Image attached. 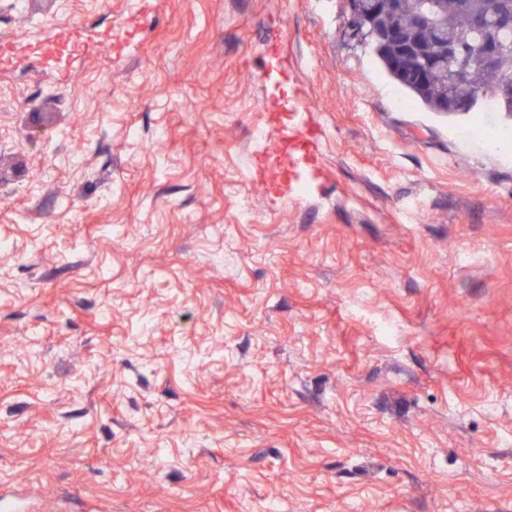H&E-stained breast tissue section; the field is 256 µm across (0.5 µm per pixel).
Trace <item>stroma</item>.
<instances>
[{"mask_svg": "<svg viewBox=\"0 0 512 512\" xmlns=\"http://www.w3.org/2000/svg\"><path fill=\"white\" fill-rule=\"evenodd\" d=\"M346 22L0 0V494L512 512V117L425 111ZM272 111L320 121L315 177L252 180ZM132 36V30L122 29L115 33L104 43L98 46L81 45L71 37V31L68 28H61L59 32L58 40L48 47V51L51 53L58 54H70L74 52L87 51L98 54H119L123 47L130 41Z\"/></svg>", "mask_w": 512, "mask_h": 512, "instance_id": "35a3bbf8", "label": "stroma"}]
</instances>
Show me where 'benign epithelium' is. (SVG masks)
<instances>
[{
    "label": "benign epithelium",
    "mask_w": 512,
    "mask_h": 512,
    "mask_svg": "<svg viewBox=\"0 0 512 512\" xmlns=\"http://www.w3.org/2000/svg\"><path fill=\"white\" fill-rule=\"evenodd\" d=\"M400 0H346L348 22L361 35L375 38L383 48L393 51V66L398 74L409 82L424 83L429 73L444 62L455 47L448 39L439 36V20L435 3L428 2L416 11L411 19V28L415 31H431L436 35L433 51L423 63L410 66L408 62L416 52V47L405 37L402 30L381 29L377 26V16L384 10L396 11ZM503 47L493 33H486L483 39L468 54L465 63L456 71L455 81L466 85L470 73L480 69L492 80L491 85L471 86L464 98L449 99L450 107L458 112H467L473 104L492 91L504 98L512 97V72L501 67Z\"/></svg>",
    "instance_id": "benign-epithelium-1"
}]
</instances>
